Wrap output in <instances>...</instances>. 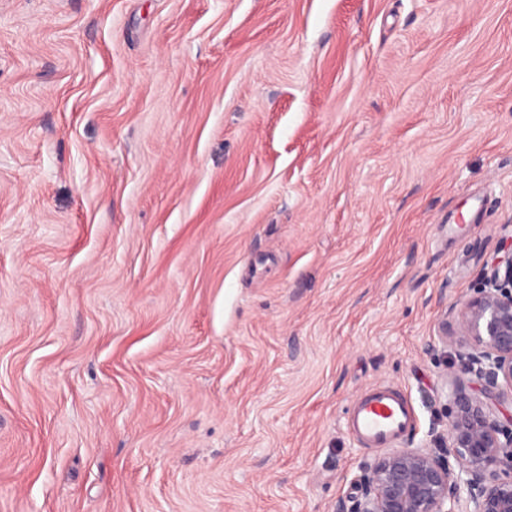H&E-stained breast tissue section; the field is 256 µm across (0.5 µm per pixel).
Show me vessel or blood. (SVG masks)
<instances>
[{"label": "vessel or blood", "instance_id": "1", "mask_svg": "<svg viewBox=\"0 0 512 512\" xmlns=\"http://www.w3.org/2000/svg\"><path fill=\"white\" fill-rule=\"evenodd\" d=\"M414 422V410L407 398L386 385L365 391L354 403L348 418L351 433L370 448L397 445Z\"/></svg>", "mask_w": 512, "mask_h": 512}]
</instances>
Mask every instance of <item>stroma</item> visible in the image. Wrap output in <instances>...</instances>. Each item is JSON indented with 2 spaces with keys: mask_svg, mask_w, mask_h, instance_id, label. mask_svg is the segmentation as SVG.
<instances>
[{
  "mask_svg": "<svg viewBox=\"0 0 512 512\" xmlns=\"http://www.w3.org/2000/svg\"><path fill=\"white\" fill-rule=\"evenodd\" d=\"M512 238V0H0V512H336ZM414 422V410L407 398L386 385L365 391L354 403L348 418L351 433L369 448L396 446Z\"/></svg>",
  "mask_w": 512,
  "mask_h": 512,
  "instance_id": "35a3bbf8",
  "label": "stroma"
}]
</instances>
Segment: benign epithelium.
<instances>
[{"mask_svg": "<svg viewBox=\"0 0 512 512\" xmlns=\"http://www.w3.org/2000/svg\"><path fill=\"white\" fill-rule=\"evenodd\" d=\"M455 312L461 363L447 394L448 438L365 464L357 494L337 512H512V424L495 416L512 399V250Z\"/></svg>", "mask_w": 512, "mask_h": 512, "instance_id": "7a95c632", "label": "benign epithelium"}]
</instances>
